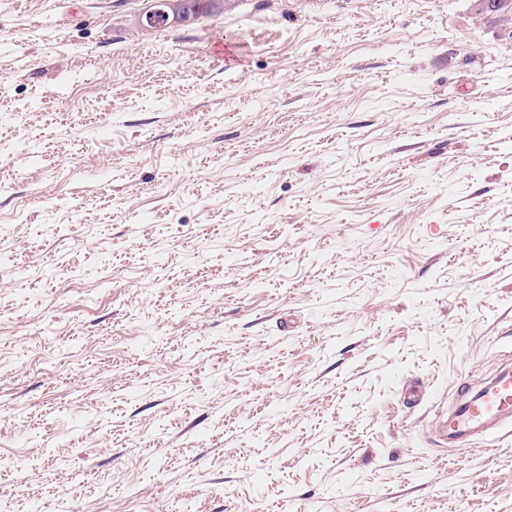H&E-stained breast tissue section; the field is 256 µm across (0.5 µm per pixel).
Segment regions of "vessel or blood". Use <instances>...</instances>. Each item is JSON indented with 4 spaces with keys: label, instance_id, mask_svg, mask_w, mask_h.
Returning a JSON list of instances; mask_svg holds the SVG:
<instances>
[{
    "label": "vessel or blood",
    "instance_id": "b4317fda",
    "mask_svg": "<svg viewBox=\"0 0 512 512\" xmlns=\"http://www.w3.org/2000/svg\"><path fill=\"white\" fill-rule=\"evenodd\" d=\"M512 426V369L501 371L480 391L462 384L457 406L449 415L443 435L449 447L473 444L476 439L489 440Z\"/></svg>",
    "mask_w": 512,
    "mask_h": 512
}]
</instances>
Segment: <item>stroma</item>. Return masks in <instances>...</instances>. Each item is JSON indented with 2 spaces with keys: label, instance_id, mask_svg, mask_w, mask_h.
Here are the masks:
<instances>
[{
  "label": "stroma",
  "instance_id": "35a3bbf8",
  "mask_svg": "<svg viewBox=\"0 0 512 512\" xmlns=\"http://www.w3.org/2000/svg\"><path fill=\"white\" fill-rule=\"evenodd\" d=\"M0 0V512H512V0ZM459 403L448 416L443 436L448 446L459 448L477 439L491 440L512 426V369H504L476 394L464 382Z\"/></svg>",
  "mask_w": 512,
  "mask_h": 512
}]
</instances>
